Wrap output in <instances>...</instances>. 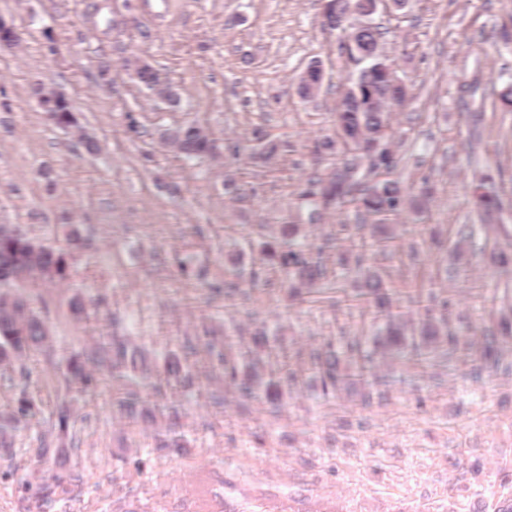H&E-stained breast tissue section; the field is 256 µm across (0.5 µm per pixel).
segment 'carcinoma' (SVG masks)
I'll return each instance as SVG.
<instances>
[{"label": "carcinoma", "mask_w": 512, "mask_h": 512, "mask_svg": "<svg viewBox=\"0 0 512 512\" xmlns=\"http://www.w3.org/2000/svg\"><path fill=\"white\" fill-rule=\"evenodd\" d=\"M343 13L356 9L370 15L376 0H335ZM339 50L353 66L355 80L343 86L333 112L334 134L317 141L315 152L334 160L328 172L314 171L300 192L310 207L311 226L324 213L336 210L353 213L355 223L338 225L350 247L341 238L324 236L305 247L295 244L298 224H284L281 235L267 236V225H258L257 257L252 259L247 287L222 278L206 279V274L179 263L189 279L205 280V285L227 299L251 298L255 292L278 285L286 298L303 303L316 299L321 288L336 289L332 305L351 311L354 302L375 308L372 323L353 331L341 330L319 342L300 336L289 338L269 331L266 321L255 319L248 332L239 327L224 328V335L204 326L183 336L162 357L153 356L131 337L115 330L108 339L73 349L59 363L54 361L56 339L43 316L47 306L31 303V292L40 287L65 285L70 280V256L63 249L48 247L39 240L18 234L9 224H0V276L8 283L0 286V388L9 395V404L0 411V479L8 481L22 468L18 442L24 433L41 426L38 407L29 391L30 371L27 353H43L52 366L46 377L48 392L57 403L46 429L36 433V464L28 469L20 498L22 512H56L58 505L82 495L86 484L81 466V438L76 428L77 411L69 394L97 392L102 376L122 387L117 407L121 418L153 424L157 418L165 426L155 437L156 450L168 456L189 453L190 443L181 430L183 405L167 400V389L176 383L185 389L199 384L197 361L207 368L206 379L221 382L208 391L209 404L223 407L233 403L242 414L252 410L257 399L264 400L269 426L279 423L284 408L303 396L308 388L325 403L336 406L335 440L360 439L372 427L368 416H354L349 403L359 398L364 408L383 405L388 387L394 382L395 368L405 365L417 370H447L460 356L469 365L462 372L471 386L480 384L487 372L512 374V359L504 349L512 343V249H505L500 238L509 235L505 224H483V253L505 280L503 295L493 294L492 307L479 328L462 318L461 300L454 288L443 286L457 273L465 259L471 238L470 227H448L446 246L439 250L435 266L419 288L426 297L402 295L391 285L390 272L376 264V257L395 256L407 251L418 257L414 244H405L406 225L387 224L392 216L421 212L427 208L429 189L417 195L393 177L406 163L400 147L405 137L398 113L389 111L396 102L410 105L412 86L395 82L397 62L384 47L386 30L381 26L345 30ZM133 71L148 96L171 99L169 83L149 63L139 57L121 58ZM308 76L300 79L298 94L306 99L324 84L321 62L306 67ZM97 81L112 84V58L102 55L97 64ZM64 112L63 127L73 130L76 141L87 151L97 149L96 141L68 112L69 102L54 94ZM128 132L134 139L152 136L135 113H127ZM164 146L186 159L209 160L217 157L215 140L198 123L185 122L165 129ZM250 159L265 167L288 151L287 143L271 138L263 125L251 127ZM472 203L491 219L503 208L502 186L486 177L469 190ZM291 353L301 370L280 366V358ZM150 391L154 400L144 396ZM497 474L500 486L512 489V471L489 460L476 463L472 478L483 471Z\"/></svg>", "instance_id": "obj_1"}]
</instances>
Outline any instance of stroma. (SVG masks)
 <instances>
[{
  "label": "stroma",
  "mask_w": 512,
  "mask_h": 512,
  "mask_svg": "<svg viewBox=\"0 0 512 512\" xmlns=\"http://www.w3.org/2000/svg\"><path fill=\"white\" fill-rule=\"evenodd\" d=\"M406 14L400 24L377 18L415 96L403 123L413 162L401 178L415 185L429 177L434 195L429 211L406 217L419 231L422 262L394 263L401 289L426 272L434 231L478 223L467 193L475 178L489 172L503 181L502 218L512 225V109L500 100L512 88V0H408ZM0 18L20 39L0 48V224L69 251L70 285L52 290L54 305L63 310L75 292L108 302L104 311L87 307L78 321L50 317L58 355L104 340L116 317L159 351L204 322L275 312L289 335L319 340L370 318L365 304L347 316L326 303L285 301L276 287L228 311L223 295L178 267L187 258L211 274L233 257L248 267L261 224L274 233L293 222L298 245L313 241L298 192L312 169L332 166L314 146L334 131L336 87L347 72L318 0H0ZM117 44L172 84L177 106L146 98L118 64L113 86L98 87L99 57ZM314 60L330 83L304 100L297 77ZM38 82L67 98L96 153L37 106ZM130 111L151 138L131 139ZM471 112L478 124L468 121ZM185 121L208 128L219 144L246 140L262 124L288 152L270 169L254 166L245 149L220 168L188 160L159 138ZM75 235L88 248L70 246ZM482 245L475 232L454 281L475 324L500 284ZM207 389L200 384L185 401L182 425L193 447L179 459L159 456L143 425L120 418L111 380L79 396L88 485L58 512H117L121 504L132 512H267L282 498L288 512H329L335 504L341 512H498L503 500L496 475H481L466 492L455 483L479 458L512 467V377L490 374L471 391L457 371L437 384L420 381L415 391L396 385L387 406H354L372 426L351 448L336 447V412L316 396L287 409L276 435L259 446L253 435L262 411L242 416L210 406ZM453 427L457 448L448 445Z\"/></svg>",
  "instance_id": "35a3bbf8"
}]
</instances>
